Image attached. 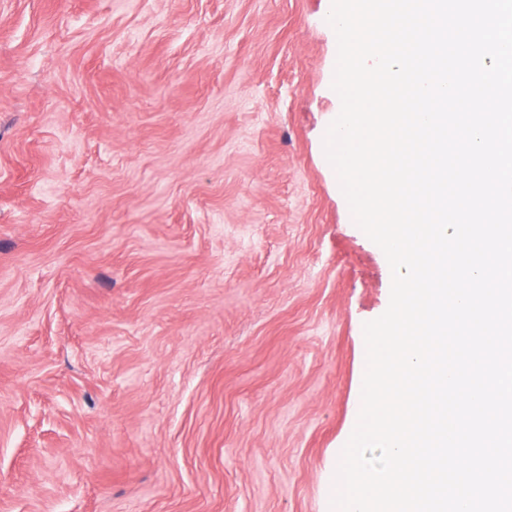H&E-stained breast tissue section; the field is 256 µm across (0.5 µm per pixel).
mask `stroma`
Returning a JSON list of instances; mask_svg holds the SVG:
<instances>
[{
  "mask_svg": "<svg viewBox=\"0 0 512 512\" xmlns=\"http://www.w3.org/2000/svg\"><path fill=\"white\" fill-rule=\"evenodd\" d=\"M328 14L0 0V512H328L392 279Z\"/></svg>",
  "mask_w": 512,
  "mask_h": 512,
  "instance_id": "stroma-1",
  "label": "stroma"
}]
</instances>
